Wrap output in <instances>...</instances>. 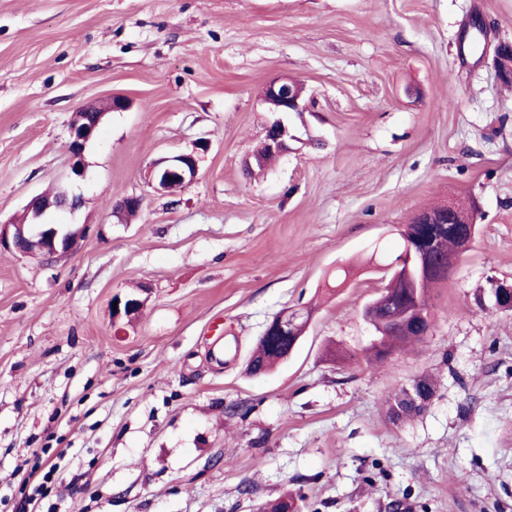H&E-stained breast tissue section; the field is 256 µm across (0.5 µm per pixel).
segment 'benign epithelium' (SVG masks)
<instances>
[{"mask_svg":"<svg viewBox=\"0 0 512 512\" xmlns=\"http://www.w3.org/2000/svg\"><path fill=\"white\" fill-rule=\"evenodd\" d=\"M512 44L502 42L496 49V68L499 80L512 79ZM306 88L303 83L288 77L274 79L266 84L263 99L269 111L276 113L301 112L307 108ZM128 108V99L123 95H114L103 105H87L76 112L70 127L68 152L72 174L81 177L84 174V151L87 144L96 135L102 118L107 111L122 112ZM263 139L267 152L274 157H280L288 152V141L294 139L288 124L282 119H276L266 125ZM198 175V157L194 153H180L164 157L155 162L148 170V185L156 192H169L174 187H184L191 184ZM82 204L81 196L67 189L59 191L54 199H46L38 194L25 205L32 213V221L20 223L14 219L0 221V251L17 252L24 256L41 257L50 260L59 254L68 253L76 246L79 236L86 235L87 225L77 230V236L64 234L60 229L42 221L45 213L54 208L73 212ZM392 277H406L413 287H418L423 277L430 275L424 267L421 254L408 246L399 259L387 269ZM117 302L114 317H130L136 314L142 306V300L137 298L122 299L114 297ZM480 304L500 313L512 311V282L494 278L489 282V289L482 294ZM308 319L296 311H287L275 316L266 326L264 334L271 336L280 334L291 336L293 343L301 341L305 334L303 326Z\"/></svg>","mask_w":512,"mask_h":512,"instance_id":"benign-epithelium-1","label":"benign epithelium"}]
</instances>
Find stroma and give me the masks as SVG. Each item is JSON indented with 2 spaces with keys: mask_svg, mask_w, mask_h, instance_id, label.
<instances>
[{
  "mask_svg": "<svg viewBox=\"0 0 512 512\" xmlns=\"http://www.w3.org/2000/svg\"><path fill=\"white\" fill-rule=\"evenodd\" d=\"M476 14L486 48L463 58ZM503 41L512 0H0V219L65 187L84 203L57 222L90 227L49 262L0 252V512L54 463L33 512H255L289 491L302 512H512V314L474 302L512 280ZM281 77L308 107L252 173ZM115 94L131 106L74 177L72 119ZM203 139L191 184L148 187ZM131 194L139 215H117ZM448 202L479 232L423 340L368 362L373 248ZM139 288V314L113 317ZM303 306L301 349L248 375L269 321ZM425 375L429 407L391 421L386 398Z\"/></svg>",
  "mask_w": 512,
  "mask_h": 512,
  "instance_id": "35a3bbf8",
  "label": "stroma"
}]
</instances>
